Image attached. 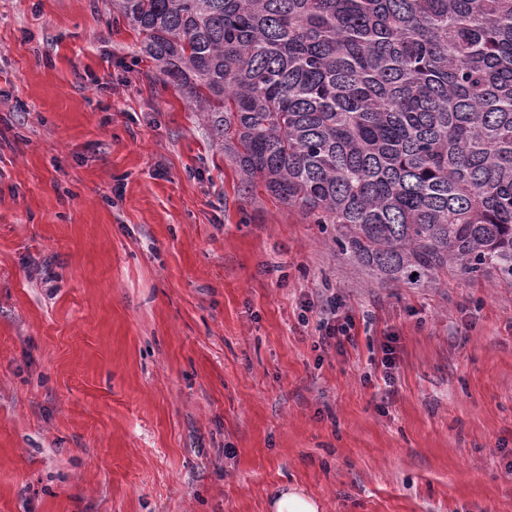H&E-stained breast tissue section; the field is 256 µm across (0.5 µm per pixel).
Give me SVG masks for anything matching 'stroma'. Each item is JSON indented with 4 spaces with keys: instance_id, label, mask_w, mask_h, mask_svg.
<instances>
[{
    "instance_id": "obj_1",
    "label": "stroma",
    "mask_w": 512,
    "mask_h": 512,
    "mask_svg": "<svg viewBox=\"0 0 512 512\" xmlns=\"http://www.w3.org/2000/svg\"><path fill=\"white\" fill-rule=\"evenodd\" d=\"M143 40L0 0V512H512V286L371 282ZM334 324L329 323V321H323L320 324V329H324L325 333L321 336V342L325 345H331L332 341L336 347H341L344 344V341H351V330L353 329V323L351 320H346L345 322H336L333 320ZM271 512H318L319 505L303 489L278 487L270 495Z\"/></svg>"
}]
</instances>
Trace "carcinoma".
<instances>
[{"instance_id": "cac0c4a2", "label": "carcinoma", "mask_w": 512, "mask_h": 512, "mask_svg": "<svg viewBox=\"0 0 512 512\" xmlns=\"http://www.w3.org/2000/svg\"><path fill=\"white\" fill-rule=\"evenodd\" d=\"M237 165L374 281L512 285V0H109Z\"/></svg>"}]
</instances>
